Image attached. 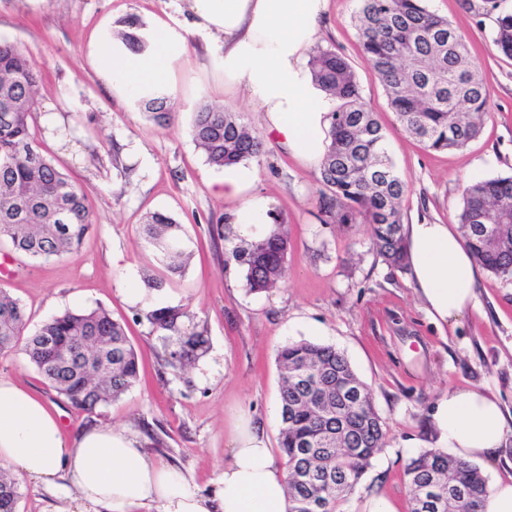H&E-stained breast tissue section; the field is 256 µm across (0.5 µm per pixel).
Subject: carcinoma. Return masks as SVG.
Masks as SVG:
<instances>
[{
	"mask_svg": "<svg viewBox=\"0 0 512 512\" xmlns=\"http://www.w3.org/2000/svg\"><path fill=\"white\" fill-rule=\"evenodd\" d=\"M356 27L364 54L385 90L388 105L412 138L430 150L465 146L482 129L489 88L478 71L469 42L430 11L424 0H359ZM137 18L117 33L129 50L143 53L148 40ZM493 43L512 58V12L496 19ZM314 84L336 101L328 116V145L320 165L318 207L338 224H369L372 245L393 269L407 266L400 209L408 182L385 145L376 112L361 95L349 60L331 47L311 48ZM41 72L16 45L0 40V242L31 259L74 256L93 227L87 192L75 185L40 150L31 130L38 110ZM141 104L165 118L170 96L156 91ZM190 133L206 162L217 169L258 158L263 142L238 112L203 104ZM483 215L494 235L479 231ZM463 238L477 263L512 279V175L472 180L462 190L458 216ZM156 270L178 272L190 258L181 224L154 212L142 224ZM288 225L273 218L269 231L228 251L245 272L252 293L266 292L288 277ZM146 320L162 346V366L175 372L208 352L204 329L183 308L146 307ZM29 316L0 287V355L23 354L48 386L71 407L92 417L139 382V356L125 326L104 307L70 311L44 321L28 335ZM83 345L95 364H68L64 355ZM279 453L284 461L287 512H338L372 459L383 451L387 432L369 387L345 355L332 345L299 341L281 347ZM351 385L358 396L343 400ZM409 512H427L421 489L435 485L448 496L440 512H486L488 481L476 465L425 449L404 470ZM20 484L0 470V512H18Z\"/></svg>",
	"mask_w": 512,
	"mask_h": 512,
	"instance_id": "carcinoma-1",
	"label": "carcinoma"
}]
</instances>
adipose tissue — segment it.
I'll list each match as a JSON object with an SVG mask.
<instances>
[{
  "instance_id": "ef3b65f1",
  "label": "adipose tissue",
  "mask_w": 512,
  "mask_h": 512,
  "mask_svg": "<svg viewBox=\"0 0 512 512\" xmlns=\"http://www.w3.org/2000/svg\"><path fill=\"white\" fill-rule=\"evenodd\" d=\"M185 24L218 37L224 79L246 86L264 114L267 133L307 164L319 165L327 146V105L301 63L310 49L326 0H188ZM148 52L104 41L91 56L113 91L136 101L168 86L183 43L173 27L156 23ZM247 177L236 167L211 183L212 193L244 198ZM238 213L243 236L268 227V202L244 198ZM412 285L438 324L477 305L478 264L452 224L425 221L405 227ZM437 448L463 461L491 460L508 438L512 420L488 388L448 389L430 412ZM0 466L39 482L78 512H286L285 475L262 429L239 419L231 459L207 492L191 488L178 470L152 459L133 433L92 427L65 436L55 415L36 397L0 380Z\"/></svg>"
}]
</instances>
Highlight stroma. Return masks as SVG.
Here are the masks:
<instances>
[{
    "label": "stroma",
    "mask_w": 512,
    "mask_h": 512,
    "mask_svg": "<svg viewBox=\"0 0 512 512\" xmlns=\"http://www.w3.org/2000/svg\"><path fill=\"white\" fill-rule=\"evenodd\" d=\"M186 0H0V39L17 45L41 71L35 131L42 152L89 195L94 226L78 255L46 261L16 257L17 273L1 283L29 315V330L64 310L108 308L129 322L139 352L140 380L96 417L75 410L48 388L18 354L0 355V379L44 399L66 435L96 424L138 434L158 461L181 470L206 490L230 459L239 416L262 427L270 448L280 430L279 347L307 340L335 346L370 388L387 430L341 512H361L371 497L395 501L408 512L404 470L427 447L428 413L451 387L493 388L512 413V280L481 271L478 305L457 325L438 326L410 285L408 271L387 267L366 224H326L317 207L318 168L265 138L264 152L247 162L255 177L248 193L269 200L291 237L288 278L271 292L252 293L245 273L226 251L241 236L237 199L213 195L223 173L209 166L190 136L204 103L241 113L263 135V112L242 88L225 84L224 63L208 41L181 28ZM472 44L490 93L480 136L467 146L431 151L409 137L387 104L364 56L352 16L357 0H327L315 41L351 62L362 96L377 113L387 149L409 184L404 223L458 221L466 181L512 175V59L493 44L497 13L512 0H426ZM164 21L180 28L187 51L177 61L178 87L165 122L112 91L91 63L94 41L124 20ZM154 211L183 225L193 256L157 290L158 305L195 314L207 330V355L179 378L162 369L147 322L133 316L144 300L129 302L155 266L139 234Z\"/></svg>",
    "instance_id": "35a3bbf8"
}]
</instances>
